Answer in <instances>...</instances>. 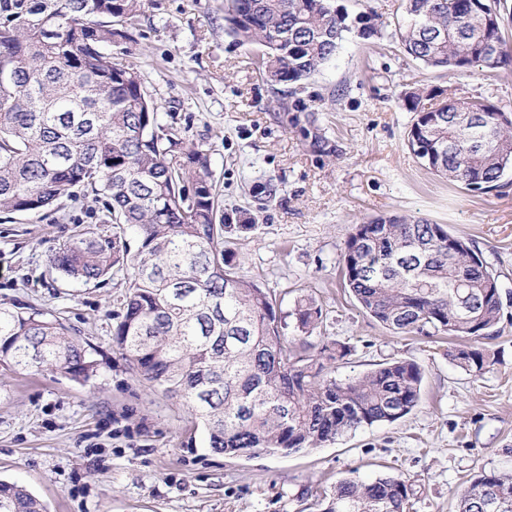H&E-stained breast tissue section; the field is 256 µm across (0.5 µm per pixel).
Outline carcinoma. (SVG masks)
<instances>
[{"instance_id": "obj_1", "label": "carcinoma", "mask_w": 512, "mask_h": 512, "mask_svg": "<svg viewBox=\"0 0 512 512\" xmlns=\"http://www.w3.org/2000/svg\"><path fill=\"white\" fill-rule=\"evenodd\" d=\"M140 0H0V211L38 213L74 189L106 198L104 223L136 231L84 232L48 254L84 283L126 270L112 341L142 382L183 399L208 448L236 457L288 456L362 426L392 424L420 403L423 371L385 359L337 379L331 364L351 347L327 334L311 296L288 313L238 275L231 232L202 145L162 125L137 68L106 48L127 38ZM349 15L333 0H229L225 30L262 48L274 85H300L335 54ZM365 38L384 33L425 68L495 77L512 67L501 0H401L394 21L356 17ZM414 113L407 146L448 183L489 193L512 174V113L452 88L405 93ZM344 287L396 333L459 340L452 363L480 377L494 363L483 341L499 336V275L468 239L443 224L382 215L355 224L342 255ZM0 366L88 380L96 363L63 324L39 311L0 306ZM413 489L396 476L347 477L323 495L322 512H406ZM490 501L512 512V474L481 470L461 490L458 512ZM0 512H47L25 487L0 480Z\"/></svg>"}]
</instances>
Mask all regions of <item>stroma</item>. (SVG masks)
I'll return each mask as SVG.
<instances>
[{
    "label": "stroma",
    "mask_w": 512,
    "mask_h": 512,
    "mask_svg": "<svg viewBox=\"0 0 512 512\" xmlns=\"http://www.w3.org/2000/svg\"><path fill=\"white\" fill-rule=\"evenodd\" d=\"M129 33L114 56L136 64L161 124L203 145L230 223L243 209L256 219L238 249L240 275L280 296L285 312L313 294L329 336L353 349L336 378L391 357L417 362L421 401L396 423L305 452L212 454L184 400L139 382L112 343L124 272L85 284L47 262L77 232L114 230L100 221L103 199L82 188L37 215L0 213V303L75 329L98 364L85 382L0 368V478L49 512H320L314 493L389 474L411 484L408 512H456L477 471L512 472V184L478 194L422 167L401 102L407 88L450 83L512 99V69L492 81L476 71L448 78L353 32L293 97L258 70L259 46L225 32L224 0H143ZM391 214L446 225L499 273L501 333L482 376L456 367L447 343L383 327L342 288L352 225Z\"/></svg>",
    "instance_id": "35a3bbf8"
}]
</instances>
